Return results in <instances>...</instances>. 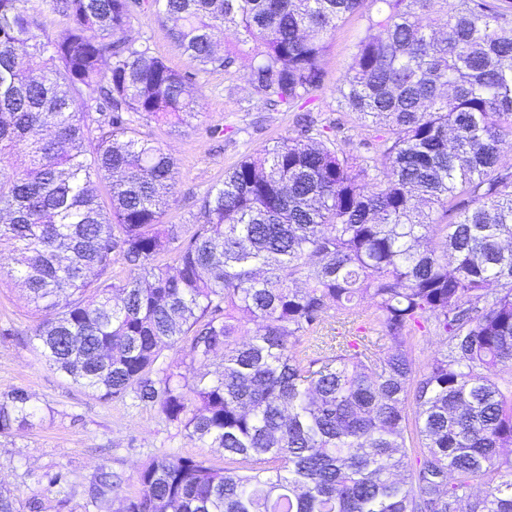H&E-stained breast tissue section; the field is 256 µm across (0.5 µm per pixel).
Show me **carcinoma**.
<instances>
[{
	"mask_svg": "<svg viewBox=\"0 0 512 512\" xmlns=\"http://www.w3.org/2000/svg\"><path fill=\"white\" fill-rule=\"evenodd\" d=\"M0 0V250L49 366L154 407L208 459L157 454L95 512H512V25L490 0H152L172 42L294 108L331 31L378 5L338 89L347 153L307 112L165 224L177 164L140 135L191 125L189 77L131 37L142 0ZM106 183L109 204L95 184ZM122 262L126 277H110ZM434 333L424 369L408 345ZM187 345L193 379L167 351ZM222 362H212L217 353ZM0 393V435L32 427ZM496 470L484 495L475 482ZM0 488V512H43Z\"/></svg>",
	"mask_w": 512,
	"mask_h": 512,
	"instance_id": "cac0c4a2",
	"label": "carcinoma"
}]
</instances>
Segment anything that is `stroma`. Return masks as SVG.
Instances as JSON below:
<instances>
[{
  "label": "stroma",
  "instance_id": "stroma-1",
  "mask_svg": "<svg viewBox=\"0 0 512 512\" xmlns=\"http://www.w3.org/2000/svg\"><path fill=\"white\" fill-rule=\"evenodd\" d=\"M366 26V14L358 13L337 27L322 58L324 84L309 104L323 123L340 124L341 146L348 152L357 149L361 130L354 115L339 107L336 88ZM132 35L174 69L192 75L201 89L191 128L178 134L149 122L139 127L177 160V181L164 222L191 224L201 197L223 181L225 170L273 140L295 136V114L283 106L264 105L251 95L245 81L250 50H243L230 70L199 71L171 43L154 9L146 5L134 14ZM34 325L23 291L13 285L0 288V393L27 390L43 417L34 427L0 437V484L26 495L45 476L61 472L67 480L65 493L46 494L44 512H88L84 489L99 468L123 473L125 490L131 493L137 488L140 466L158 453L222 463L216 449L189 441L156 409L101 401L50 368L33 336Z\"/></svg>",
  "mask_w": 512,
  "mask_h": 512
}]
</instances>
